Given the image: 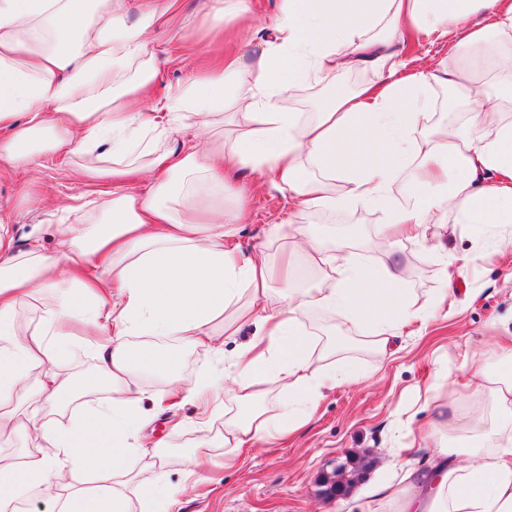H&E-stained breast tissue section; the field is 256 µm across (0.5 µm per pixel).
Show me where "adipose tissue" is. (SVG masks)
I'll list each match as a JSON object with an SVG mask.
<instances>
[{"instance_id":"1","label":"adipose tissue","mask_w":512,"mask_h":512,"mask_svg":"<svg viewBox=\"0 0 512 512\" xmlns=\"http://www.w3.org/2000/svg\"><path fill=\"white\" fill-rule=\"evenodd\" d=\"M178 2L147 0L132 15L125 0H0V161L27 171L65 156L104 186L103 223L61 227L53 254L36 238L17 242L0 215V444L21 431L35 440L22 457L0 453V512H20L37 488L54 490L53 512H128L121 489L143 472L156 489L143 495L144 512H167L178 490L165 481L166 458L137 440V372L179 363L156 339L211 357L193 385L173 380L175 403L219 391L247 402L261 381L280 388L275 414L225 419L224 445L235 452L296 429L322 388L350 378L314 368L301 329L308 310L334 314L383 352L444 302L440 292L411 303L389 264L366 266L357 253L336 262L302 226L296 233L330 287L292 288L290 257L242 255L240 218H225L222 201L244 169L270 174L303 211H381L374 238L386 245L426 239L430 217L446 209L458 224L512 223V54L485 67L479 51L488 31L512 39V0H280L272 39L152 102L153 32ZM409 37L447 39L454 50L433 70L410 71L397 60ZM358 66L377 68L379 80L323 98L307 118L284 109L298 88ZM434 84L467 104L463 122L429 128L423 92ZM189 113L211 128L232 114L237 132L197 149L176 135ZM404 173L411 201L395 206L390 187ZM137 176L151 178L147 192L132 188ZM275 286L281 304L271 311ZM245 294L243 318L256 332L227 362L220 339L241 320L227 312ZM32 303L39 317L18 326ZM82 326L100 331L88 352L111 397L80 419L42 422L43 410L81 390L59 360ZM474 377L492 408L468 420L466 448L439 445L422 466L394 458L400 478L374 486L357 512H512V448L494 445L512 430V377ZM105 435L112 444L99 447ZM132 456L139 472L126 467ZM68 469L87 481L60 484Z\"/></svg>"}]
</instances>
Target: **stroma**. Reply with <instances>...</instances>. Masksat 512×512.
<instances>
[{
	"label": "stroma",
	"mask_w": 512,
	"mask_h": 512,
	"mask_svg": "<svg viewBox=\"0 0 512 512\" xmlns=\"http://www.w3.org/2000/svg\"><path fill=\"white\" fill-rule=\"evenodd\" d=\"M210 0H181L157 42L162 60L155 95L173 96L186 85L188 73L216 64L231 40L267 38L279 0H248L245 16L209 17ZM34 179L40 192L61 203L49 213L37 206L19 205L13 188ZM101 184L79 180L63 160H50L32 174L0 161V212L8 214L17 239L37 236L45 250H54L62 224L86 219L77 206L98 198ZM245 197V217L237 240L245 253L265 251L271 259L293 254V286L312 288L325 282L323 269L302 251H295V224L308 225L325 247H332L338 230H345L346 247L365 252L368 260L394 264L403 288L413 302L442 287L447 263L465 265L463 278L452 285L448 299L429 318L424 329L398 337L396 353L369 350L367 336L348 338L335 356L337 366L353 376L323 389L307 422L287 441L263 444L240 454L234 465L224 463L223 445L196 475L185 459L200 432L219 437L224 414L207 417L197 405L160 410L155 400L167 390L165 375L140 377V406L148 420L139 431L144 447L163 444L168 460L167 481L181 487L174 512H349L347 498L323 496L319 480L332 460L365 457L372 466L354 494L367 495L374 484L391 477L390 452L410 448L422 458L421 435L474 401L467 383L475 369H490L512 351V224H489L477 229L454 223L449 213L438 214L426 241H405L385 251H366L365 243L382 216L371 208H318L295 213L288 200L271 188L268 177L245 174L224 190L225 208ZM438 385L436 401L423 392Z\"/></svg>",
	"instance_id": "obj_1"
}]
</instances>
